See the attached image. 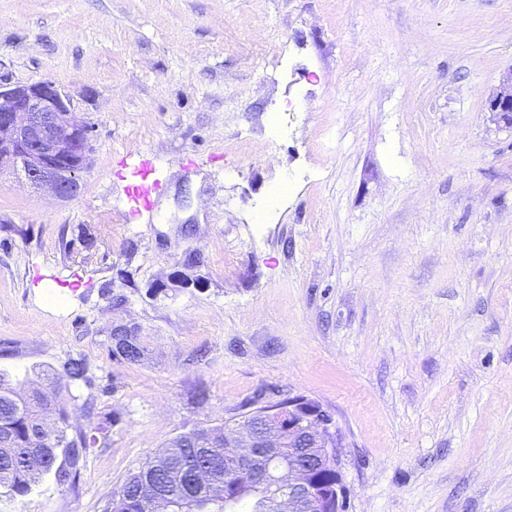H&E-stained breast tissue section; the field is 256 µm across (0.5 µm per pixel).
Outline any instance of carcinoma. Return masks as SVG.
I'll return each mask as SVG.
<instances>
[{
	"instance_id": "1",
	"label": "carcinoma",
	"mask_w": 512,
	"mask_h": 512,
	"mask_svg": "<svg viewBox=\"0 0 512 512\" xmlns=\"http://www.w3.org/2000/svg\"><path fill=\"white\" fill-rule=\"evenodd\" d=\"M121 352L129 361L138 360L142 356L138 336L123 338ZM63 369L75 382L88 381V367L81 359H69ZM24 387L25 382L13 384L0 373V489L22 496L48 477L75 492L81 463L87 453L106 443L111 419L105 416L90 428L74 427L55 387L36 386L29 392ZM231 430V425L222 423L179 434L129 473L112 493L105 512H146L145 506L135 503L138 494L145 500L165 496L169 512H226L232 507L238 512H262V496L235 506L224 501V483L238 480L234 473L227 481L214 479L201 488L189 485L180 472L187 462L211 467L214 455L203 441L222 442L224 433Z\"/></svg>"
}]
</instances>
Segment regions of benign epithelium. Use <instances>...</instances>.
<instances>
[{"instance_id": "7a95c632", "label": "benign epithelium", "mask_w": 512, "mask_h": 512, "mask_svg": "<svg viewBox=\"0 0 512 512\" xmlns=\"http://www.w3.org/2000/svg\"><path fill=\"white\" fill-rule=\"evenodd\" d=\"M512 121V86L488 101ZM92 152L88 126L52 81L0 84V171L35 190L71 198ZM224 458L259 490L275 483L267 512H344L339 448L332 416L303 397L261 406L230 421Z\"/></svg>"}]
</instances>
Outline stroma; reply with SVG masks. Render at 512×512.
<instances>
[{
	"label": "stroma",
	"instance_id": "1",
	"mask_svg": "<svg viewBox=\"0 0 512 512\" xmlns=\"http://www.w3.org/2000/svg\"><path fill=\"white\" fill-rule=\"evenodd\" d=\"M285 44L319 90L277 133ZM511 77L512 0H0V81H53L93 145L70 199L0 176V372L112 418L78 492L0 512H104L178 434L296 396L346 512H512ZM488 109L499 119L509 124L512 116V77L510 79V87L503 88L497 94L493 95L488 101Z\"/></svg>",
	"mask_w": 512,
	"mask_h": 512
}]
</instances>
